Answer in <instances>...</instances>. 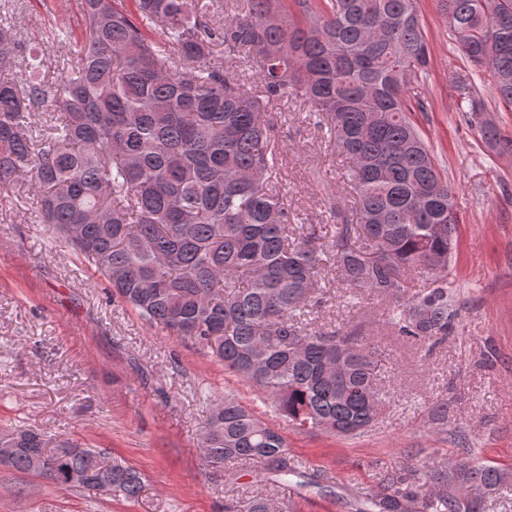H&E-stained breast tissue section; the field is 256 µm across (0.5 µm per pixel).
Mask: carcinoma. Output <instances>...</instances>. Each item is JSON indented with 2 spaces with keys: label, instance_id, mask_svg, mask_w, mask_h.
<instances>
[{
  "label": "carcinoma",
  "instance_id": "cac0c4a2",
  "mask_svg": "<svg viewBox=\"0 0 512 512\" xmlns=\"http://www.w3.org/2000/svg\"><path fill=\"white\" fill-rule=\"evenodd\" d=\"M81 37L60 79L44 78L42 43L0 19V191L39 189L38 219L64 239L111 297L149 326L210 349L224 371L270 400L297 430L354 438L390 407L376 346L355 331L308 329L321 277L357 300L388 304L403 338L448 340V289L406 297L405 277L448 268L455 193L410 118L430 50L416 0H225L208 23L193 0H80ZM471 68L453 77L458 111L488 149L512 152L478 94L512 108V0H439ZM160 29L163 37L152 31ZM249 64L259 92L211 64L215 51ZM310 106L350 166L353 224H297L277 177L274 128L261 100ZM0 464L61 490L134 501L143 474L106 448L39 429L0 432ZM201 455L214 470L252 464L256 482L303 472L279 430L236 397L211 403ZM463 481L466 504L448 497ZM512 486V467L465 459L394 469L357 490L354 512H483ZM224 512H283L257 492Z\"/></svg>",
  "mask_w": 512,
  "mask_h": 512
}]
</instances>
